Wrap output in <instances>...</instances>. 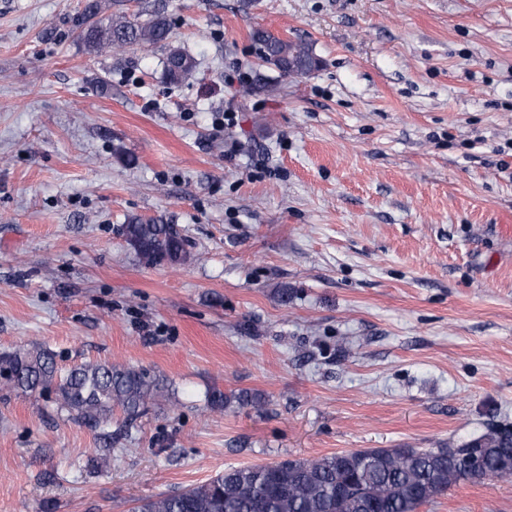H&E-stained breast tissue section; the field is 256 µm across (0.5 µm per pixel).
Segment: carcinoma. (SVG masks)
<instances>
[{"instance_id":"1","label":"carcinoma","mask_w":512,"mask_h":512,"mask_svg":"<svg viewBox=\"0 0 512 512\" xmlns=\"http://www.w3.org/2000/svg\"><path fill=\"white\" fill-rule=\"evenodd\" d=\"M101 5L90 0L73 19L76 38L90 49L123 53L148 49L169 38L168 17L154 11L142 17H99ZM253 39L263 61L289 76L307 75L320 60L305 44L257 29ZM193 56L171 47L165 71L174 83L191 79ZM122 234L138 260L148 266L178 265L189 255V241L158 220L133 217ZM0 387L21 394H52L57 409L91 428L116 424L115 437H126L136 421L168 391L166 383L144 369L118 363H85L61 368L47 348L21 347L0 354ZM213 411L235 403L257 406L246 392L213 390ZM122 418L113 420L114 411ZM480 463V472L469 462ZM512 482V431L493 427L456 447L363 448L312 459L229 468L187 490L138 501L132 512H417L461 482Z\"/></svg>"}]
</instances>
